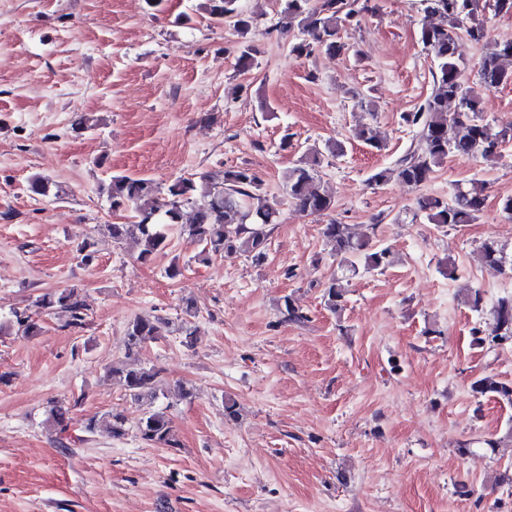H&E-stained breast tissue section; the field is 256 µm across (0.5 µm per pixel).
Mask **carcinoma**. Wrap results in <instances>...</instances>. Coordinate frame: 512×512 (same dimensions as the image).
I'll use <instances>...</instances> for the list:
<instances>
[{
	"mask_svg": "<svg viewBox=\"0 0 512 512\" xmlns=\"http://www.w3.org/2000/svg\"><path fill=\"white\" fill-rule=\"evenodd\" d=\"M421 2L425 12L439 18V23L421 31L423 44L437 62L436 88L416 111L404 117L407 124L419 128V139L398 159L396 168L380 169L372 174L371 181L376 184H384L395 177L410 186L420 187L450 154L494 162L500 156V143L512 130L505 127L495 131L475 119V114L481 111V103L465 85L459 64L458 33L464 32L485 49L479 77L489 90L512 85V40L490 37L485 22L477 19L480 0ZM206 10L210 17L220 22L226 18L234 20V27L241 32L249 28V20L242 12L239 0H208ZM350 17V0H323L315 9L309 7V0H286L279 29L287 32L298 27L307 34V39L292 46V51L299 56L310 54L315 46L335 54L343 48L336 42L338 26ZM322 157V152L312 149L288 170V200L302 213L325 214L336 207L334 196L324 192L319 184ZM263 185L262 175L244 166L224 170L219 182L209 175L198 180L179 178L165 189L150 178L114 175L101 191L106 194L112 211L127 212L131 218L129 224L107 225L113 243L118 245L129 235L137 234L142 245L139 259L143 261L165 247L166 229L178 226L190 243L200 247L197 258L202 262L225 253L243 252L260 263L266 258L269 227L280 220V211L263 195ZM197 195L201 203L194 210L191 221L185 223L184 206ZM484 201L481 189L457 187L448 199L429 195L419 197L417 209L431 224H469L483 209ZM322 235L332 251L342 257L347 271L354 275L361 269L367 272L382 270L388 263V248L355 237L345 224L332 221L324 225ZM482 258L487 265L501 272L507 268L512 270V259H506L493 240L483 243ZM323 298L325 307L337 312L343 308L345 290L333 279L325 287ZM36 307L64 313L66 321L62 328L73 332L84 328L88 317L85 300L74 288L47 292L37 300ZM281 314L291 322L307 320L289 296L283 298ZM195 315L194 303L188 301L183 316L174 321L134 318L127 324L124 334V359L108 370L109 374L120 376L130 398L145 407L136 425V434L150 445L180 447L172 421L164 411L154 407L158 399L156 380L160 370L154 366H138L132 360L146 343L161 336L163 328L182 337L184 343H193ZM13 330L27 336L39 335L42 332L39 313L28 308L13 312L8 323H0V335H8ZM491 335L494 341L512 340V296L498 300ZM473 390L512 404V384L492 376L475 381ZM66 414L67 410L62 406L51 410L59 440L85 441V437L69 433ZM106 421L112 437L122 438L129 434L123 413L113 410L107 414Z\"/></svg>",
	"mask_w": 512,
	"mask_h": 512,
	"instance_id": "1",
	"label": "carcinoma"
}]
</instances>
